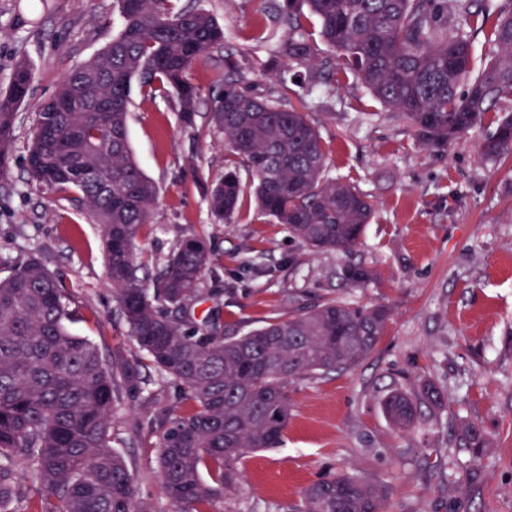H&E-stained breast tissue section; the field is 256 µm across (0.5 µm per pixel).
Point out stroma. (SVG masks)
I'll use <instances>...</instances> for the list:
<instances>
[{"label": "stroma", "instance_id": "obj_1", "mask_svg": "<svg viewBox=\"0 0 512 512\" xmlns=\"http://www.w3.org/2000/svg\"><path fill=\"white\" fill-rule=\"evenodd\" d=\"M191 2L212 13L225 35L224 48L209 50L192 69V81L207 92L229 58L246 69L254 93L286 96L318 128L330 176L367 194L373 219L349 252L311 250L261 215L250 194L231 223L216 226L204 186L234 156L208 120L209 97L190 136L168 98L145 97L136 85L129 144L160 189L152 221L136 240L138 257L152 264L184 236H210L214 263L204 285L217 294L197 303L191 317L219 318L228 330L287 317L293 296L390 310L384 335L357 366L290 380L282 447L246 452L237 489L215 512H298L308 486L342 474L388 486L386 512H512V155H479L498 118L512 112V98L494 102L437 152L419 145L410 123L353 75L340 72L325 83L295 62L287 76L268 72L270 47L288 36L274 20L280 0ZM262 24L268 41H252ZM121 26L113 0H0V90L18 60L34 75L9 175L0 180V276L6 261L37 253L70 290L69 330L88 337L110 363L135 362L141 352L118 314L99 227L76 192L42 194L26 156L38 105ZM351 263L375 269L377 278L346 285L340 273ZM142 375L138 398L114 410L112 449L125 458L141 497L157 512H172L151 422L175 405L178 387L154 369ZM428 383L447 393V405H421L414 425L397 429L384 399L396 390L417 398ZM464 422L488 437L478 458L455 446Z\"/></svg>", "mask_w": 512, "mask_h": 512}]
</instances>
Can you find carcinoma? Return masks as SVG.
Instances as JSON below:
<instances>
[{
    "label": "carcinoma",
    "instance_id": "1",
    "mask_svg": "<svg viewBox=\"0 0 512 512\" xmlns=\"http://www.w3.org/2000/svg\"><path fill=\"white\" fill-rule=\"evenodd\" d=\"M181 0H116L123 26L112 41L64 76L38 106L28 171L47 194L75 190L99 224L120 312L148 363L179 387L188 407L157 420V470L176 512H213L239 482L237 463L249 450L282 445L290 415L288 382L348 370L383 336L385 306H352L333 297L314 304L290 299L288 317L245 332L190 324L183 314L207 293L210 239H180L158 263L157 285L146 287L135 241L150 223L159 191L132 156L127 127L131 84L175 105L193 133L201 88L190 79L207 50L224 45V27L210 12ZM308 6L331 50L325 59L305 37ZM473 0H284L278 20L288 40L267 64L288 61L322 71H350L382 104L405 117L424 146L446 150L471 130L490 104L512 97V9L500 14L493 42L499 52L476 63L469 29L480 13ZM461 17L466 27H448ZM229 62L218 72L209 121L252 178L263 214L315 251H349L372 220L373 203L354 186L326 176L320 133L304 113L274 97H259ZM33 83L29 64L14 66L0 92V176L13 159L18 109ZM464 91H459L460 85ZM481 154H512V113L498 120ZM245 193L237 167L205 187L220 221ZM363 264L343 268L352 285L370 281ZM72 298L34 252L8 261L0 277V512H155L138 499L125 460L112 452V414L135 398L139 371L107 366L95 344L69 332ZM422 399L448 404L433 385ZM384 410L405 430L416 405L401 392ZM459 447L477 456L482 428L467 423ZM26 475L37 481L28 489ZM387 489L341 475L310 485L303 512H385Z\"/></svg>",
    "mask_w": 512,
    "mask_h": 512
}]
</instances>
